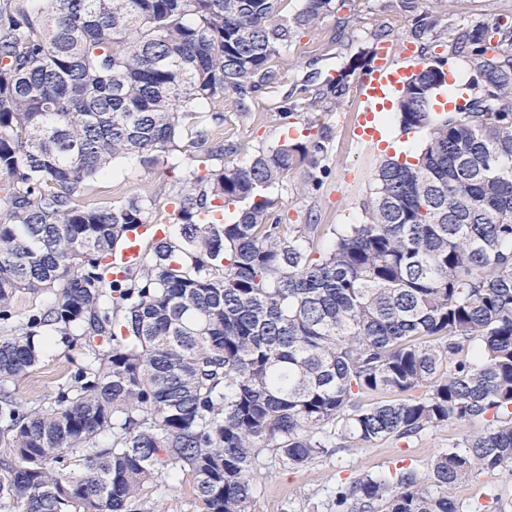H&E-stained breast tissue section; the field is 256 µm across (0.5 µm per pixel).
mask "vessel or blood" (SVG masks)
Wrapping results in <instances>:
<instances>
[{
	"mask_svg": "<svg viewBox=\"0 0 512 512\" xmlns=\"http://www.w3.org/2000/svg\"><path fill=\"white\" fill-rule=\"evenodd\" d=\"M421 66L420 53L411 43H404L397 52L393 51L390 43L383 42L378 45L369 70L360 77L356 87V94L363 104L355 119L356 132L359 136L367 141L380 140L381 134L375 125L376 112L381 110L388 92L399 88L403 79ZM161 233L162 228L157 224L139 227L137 236L131 237L129 243L113 255V266H136L143 254L142 238L157 237Z\"/></svg>",
	"mask_w": 512,
	"mask_h": 512,
	"instance_id": "1",
	"label": "vessel or blood"
}]
</instances>
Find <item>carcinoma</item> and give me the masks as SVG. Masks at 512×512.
Wrapping results in <instances>:
<instances>
[{
    "label": "carcinoma",
    "instance_id": "obj_1",
    "mask_svg": "<svg viewBox=\"0 0 512 512\" xmlns=\"http://www.w3.org/2000/svg\"><path fill=\"white\" fill-rule=\"evenodd\" d=\"M17 0L0 22V321L17 293L52 291L0 336L4 512H133L192 476L204 512H252L269 452L293 468L335 451L478 421L427 472L398 467L336 486V512H463L453 496L512 466V24L458 33L472 94L434 110L443 62L403 82L392 120L425 130L411 159L376 164L365 220L283 224L271 189L317 190L330 130L224 158V96L239 115L285 82L281 52L336 0ZM424 0H391L408 36L444 28ZM369 50L311 99L341 105ZM202 150L171 186L174 222L142 261L108 259L156 221L157 196L77 204L115 162ZM42 336L88 350L55 399L11 387ZM381 391L395 398L370 401Z\"/></svg>",
    "mask_w": 512,
    "mask_h": 512
}]
</instances>
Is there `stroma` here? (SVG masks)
Masks as SVG:
<instances>
[{
  "mask_svg": "<svg viewBox=\"0 0 512 512\" xmlns=\"http://www.w3.org/2000/svg\"><path fill=\"white\" fill-rule=\"evenodd\" d=\"M359 20L344 37H337L335 28L339 17L349 9H337L321 25L299 38L280 56L287 81L262 94L251 103V116L241 119L225 101L214 108L222 112L224 122L213 133L215 141H243L251 149L265 148L284 139L285 134L276 115L282 101L296 106L298 119L294 123L296 137L307 136L304 115L312 96L323 82L336 76L352 58L368 50L381 30H388L390 42L407 40L408 34L400 14L389 0H352ZM431 7L444 16L446 35L437 37L434 52L444 58L445 70L453 74L455 87L470 95V83L475 72L468 57L452 54L453 38L458 30L480 22L493 23L512 19V0H432ZM360 108L356 93H349L342 106L329 113L326 121L332 127L325 160L327 173L319 190L302 192V178L289 177L272 194L281 202L280 214L286 224H359L365 219L361 209L363 199L372 186V171L382 157L394 156L409 149H419L427 140L426 132L414 133L401 140L394 122L386 124V145L362 140L354 131L352 117ZM173 182L166 164H145L132 159L124 162L116 176L99 178L92 183L82 199L86 206L117 205L129 197L156 192L158 211L163 223H172L174 206L168 200V188ZM81 346L64 337H52L40 363L15 388L19 399L38 405L55 397L74 364L79 362ZM480 424L447 425L422 432L408 440L390 439L374 444L314 459L301 468H288L264 457L255 475L254 512H335L332 491L338 481L362 473L386 474L396 465L404 464L427 471L433 459L455 443L462 435L480 431ZM455 497L466 508L482 505L493 512L496 503L512 504V471L500 469L482 473L471 483L455 490ZM139 512H202V505L193 491L190 475L180 474L169 479L165 487L146 493L138 502Z\"/></svg>",
  "mask_w": 512,
  "mask_h": 512,
  "instance_id": "1",
  "label": "stroma"
}]
</instances>
